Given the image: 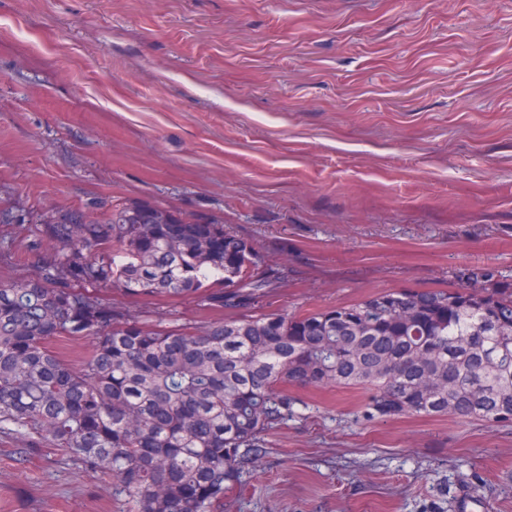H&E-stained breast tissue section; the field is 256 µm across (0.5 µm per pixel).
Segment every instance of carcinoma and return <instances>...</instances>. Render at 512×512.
Returning <instances> with one entry per match:
<instances>
[{"mask_svg": "<svg viewBox=\"0 0 512 512\" xmlns=\"http://www.w3.org/2000/svg\"><path fill=\"white\" fill-rule=\"evenodd\" d=\"M43 232L56 255L33 247L35 273L0 282V429L112 478L131 512H224L303 389L363 392L367 422L512 421V282L487 270L291 315L258 311L277 276L218 217L121 202L52 211ZM114 289L219 317L128 318ZM85 337L77 364L54 350Z\"/></svg>", "mask_w": 512, "mask_h": 512, "instance_id": "obj_1", "label": "carcinoma"}]
</instances>
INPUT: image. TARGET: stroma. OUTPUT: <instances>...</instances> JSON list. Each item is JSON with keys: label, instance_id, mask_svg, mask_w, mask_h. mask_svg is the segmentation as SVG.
<instances>
[{"label": "stroma", "instance_id": "35a3bbf8", "mask_svg": "<svg viewBox=\"0 0 512 512\" xmlns=\"http://www.w3.org/2000/svg\"><path fill=\"white\" fill-rule=\"evenodd\" d=\"M113 199L223 216L295 314L512 282V0H0V281L43 219ZM126 314L209 319L116 292ZM224 512H512V422L359 423L311 389ZM75 457L0 429V512H126Z\"/></svg>", "mask_w": 512, "mask_h": 512}]
</instances>
